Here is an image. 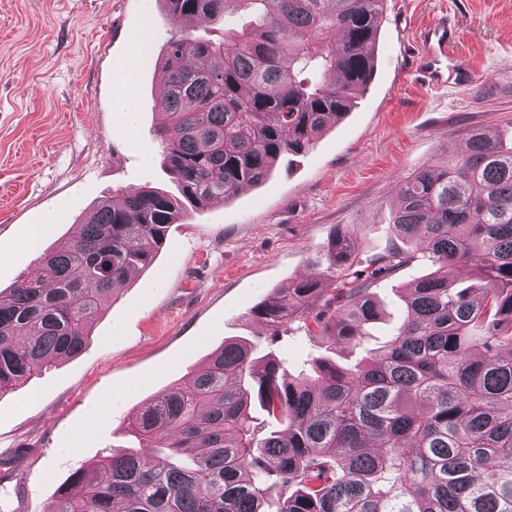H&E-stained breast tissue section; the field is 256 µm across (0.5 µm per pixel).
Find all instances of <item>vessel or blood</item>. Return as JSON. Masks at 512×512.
Instances as JSON below:
<instances>
[{"instance_id": "vessel-or-blood-1", "label": "vessel or blood", "mask_w": 512, "mask_h": 512, "mask_svg": "<svg viewBox=\"0 0 512 512\" xmlns=\"http://www.w3.org/2000/svg\"><path fill=\"white\" fill-rule=\"evenodd\" d=\"M457 27L442 20L429 26L423 38L420 60L422 78L433 86H466L476 78V72L456 53Z\"/></svg>"}]
</instances>
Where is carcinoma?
I'll return each mask as SVG.
<instances>
[{
	"instance_id": "cac0c4a2",
	"label": "carcinoma",
	"mask_w": 512,
	"mask_h": 512,
	"mask_svg": "<svg viewBox=\"0 0 512 512\" xmlns=\"http://www.w3.org/2000/svg\"><path fill=\"white\" fill-rule=\"evenodd\" d=\"M178 30L160 58L155 130L172 196L128 188L0 290V398L82 352L95 317L152 264L187 208L258 185L355 105L375 71L386 0H162ZM232 14L219 40L196 34ZM392 244L355 268L358 225L335 232L314 272L253 309L273 341L302 331L362 348L374 282L421 258L406 318L352 367L224 342L146 400L137 447L81 464L48 512H512V146L483 129L406 177ZM455 267L474 271L460 285ZM264 414L252 415L254 403ZM169 450L155 466L149 455ZM291 488L288 496L283 489Z\"/></svg>"
}]
</instances>
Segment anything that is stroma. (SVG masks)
I'll use <instances>...</instances> for the list:
<instances>
[{
	"mask_svg": "<svg viewBox=\"0 0 512 512\" xmlns=\"http://www.w3.org/2000/svg\"><path fill=\"white\" fill-rule=\"evenodd\" d=\"M443 16L478 73L469 86L432 87L415 72L418 37ZM176 29L160 0H0V290L35 265L34 215L48 219L46 249L119 190L177 194L154 135L159 56ZM126 71L132 128L112 107ZM479 128L512 140V0H388L376 72L353 110L308 151L280 157L263 183L173 225L151 266L96 318L85 349L0 398V512H46L73 469L133 446L126 425L141 403L224 341H253L290 373L307 369L321 341L300 332L268 344L253 307L310 273L337 225H360L356 261L381 252L402 178ZM428 271L416 263L378 281L383 317L369 347L400 326L401 288Z\"/></svg>",
	"mask_w": 512,
	"mask_h": 512,
	"instance_id": "obj_1",
	"label": "stroma"
}]
</instances>
